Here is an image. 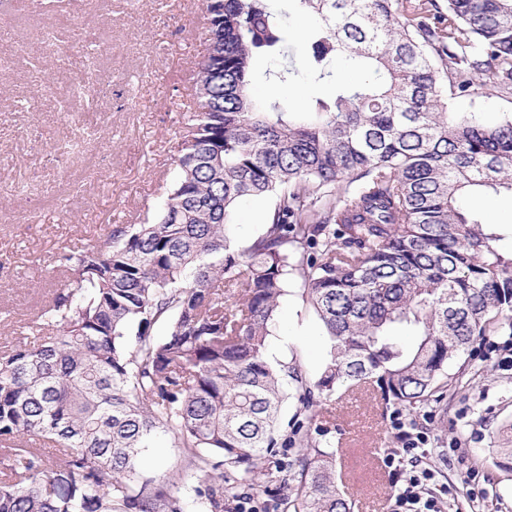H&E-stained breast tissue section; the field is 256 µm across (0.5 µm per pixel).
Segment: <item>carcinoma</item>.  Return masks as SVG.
Instances as JSON below:
<instances>
[{"label":"carcinoma","mask_w":512,"mask_h":512,"mask_svg":"<svg viewBox=\"0 0 512 512\" xmlns=\"http://www.w3.org/2000/svg\"><path fill=\"white\" fill-rule=\"evenodd\" d=\"M268 2L204 0L198 111L157 220L62 254L33 340L0 353V512H188L170 486L199 473L196 512L261 477L281 512H351L300 419L315 396L369 384L411 412L478 339L512 334V251L461 207L512 192V119L451 117L445 97L487 66L512 90V0H292L336 95L288 111L250 94L255 57L286 41ZM338 59L370 77L340 82ZM248 196L274 206L239 247ZM293 284L323 328L313 383L268 357ZM160 434L187 459L170 476L139 466Z\"/></svg>","instance_id":"carcinoma-1"}]
</instances>
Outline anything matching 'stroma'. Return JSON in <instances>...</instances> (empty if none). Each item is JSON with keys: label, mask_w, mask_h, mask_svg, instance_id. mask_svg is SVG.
Listing matches in <instances>:
<instances>
[{"label": "stroma", "mask_w": 512, "mask_h": 512, "mask_svg": "<svg viewBox=\"0 0 512 512\" xmlns=\"http://www.w3.org/2000/svg\"><path fill=\"white\" fill-rule=\"evenodd\" d=\"M288 32L289 53L302 61L313 27L288 0H272ZM186 26H176V18ZM111 69L110 94L89 102L73 93L66 60L78 50ZM205 49L203 0H109L85 46H45L38 15L0 0V351L10 348L25 320L59 284L60 253L105 240L116 224L153 220L174 176L186 116L198 109L193 75ZM278 60L254 61L253 93L282 106H307L333 94L330 83L300 73L274 86ZM492 72L448 109L484 122L512 116V94L493 89ZM73 108L61 121V106ZM69 147L67 166L54 155ZM273 203L244 198L232 222L239 243L257 236ZM483 223L512 246V195L485 194L476 207ZM270 349L316 379L324 342L313 310L297 294L281 304ZM465 365L467 381L449 387L441 403L414 412L388 407L369 388L339 386L315 407L306 429L336 454V479L351 512H392L390 457L402 454L399 421L413 422L426 440L420 469L445 512H512V336L477 340Z\"/></svg>", "instance_id": "1"}]
</instances>
